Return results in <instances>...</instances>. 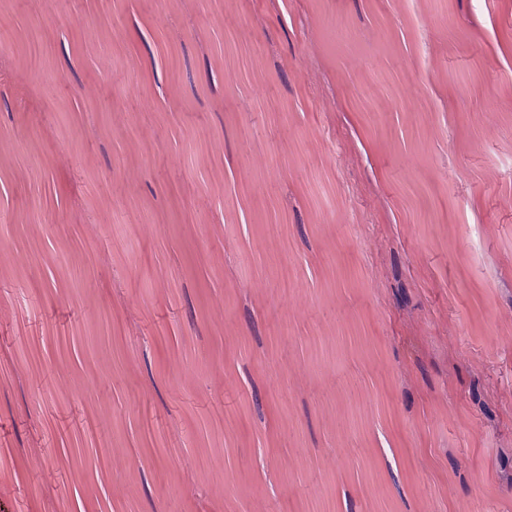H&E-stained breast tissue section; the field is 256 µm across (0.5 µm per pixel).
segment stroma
<instances>
[{
	"label": "stroma",
	"instance_id": "obj_1",
	"mask_svg": "<svg viewBox=\"0 0 512 512\" xmlns=\"http://www.w3.org/2000/svg\"><path fill=\"white\" fill-rule=\"evenodd\" d=\"M0 512H512V0H0Z\"/></svg>",
	"mask_w": 512,
	"mask_h": 512
}]
</instances>
